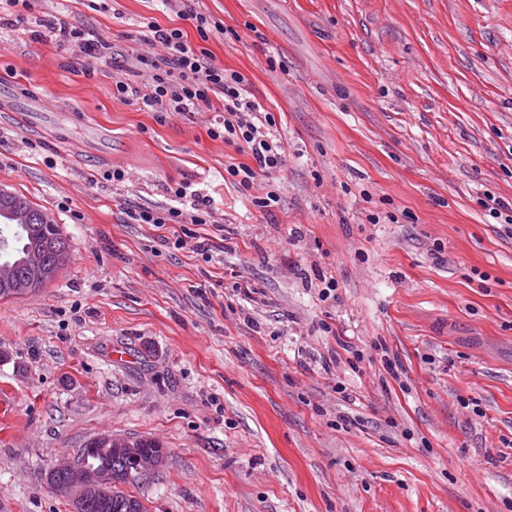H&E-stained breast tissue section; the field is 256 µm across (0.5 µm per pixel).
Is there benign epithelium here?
I'll list each match as a JSON object with an SVG mask.
<instances>
[{
	"instance_id": "benign-epithelium-1",
	"label": "benign epithelium",
	"mask_w": 512,
	"mask_h": 512,
	"mask_svg": "<svg viewBox=\"0 0 512 512\" xmlns=\"http://www.w3.org/2000/svg\"><path fill=\"white\" fill-rule=\"evenodd\" d=\"M0 212L7 214L14 224L29 226L52 224L54 219L45 210L34 211L26 206L14 193L0 188ZM68 262V249L55 246L51 249L39 239H32L20 263L3 261L0 263V289L11 296H27L45 287L56 279ZM158 468L153 458H136L135 477L143 480L150 477ZM67 470L74 474V480L65 487L50 484L53 492L66 497L72 512H84L87 499H106L112 496L110 475L95 466L89 455L74 456L51 467V471Z\"/></svg>"
}]
</instances>
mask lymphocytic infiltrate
<instances>
[{
  "instance_id": "f902f5d3",
  "label": "lymphocytic infiltrate",
  "mask_w": 512,
  "mask_h": 512,
  "mask_svg": "<svg viewBox=\"0 0 512 512\" xmlns=\"http://www.w3.org/2000/svg\"><path fill=\"white\" fill-rule=\"evenodd\" d=\"M146 44L150 53H136L133 80H116L112 95L122 101H136L152 112L221 111L222 117L208 134L237 152L251 156V163H231L224 171L230 183L247 190L258 178L273 179L283 170L288 144L279 133L274 116L253 98L248 79L240 72L224 69L205 48L192 47L182 27H161L148 23ZM54 34L58 44L71 45L88 61L85 75L94 65L124 58L122 47L95 30L60 22ZM173 199L166 207L135 206L126 215L137 224H207L214 214L211 197L190 191L187 184L169 187Z\"/></svg>"
}]
</instances>
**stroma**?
Returning <instances> with one entry per match:
<instances>
[{"label":"stroma","instance_id":"35a3bbf8","mask_svg":"<svg viewBox=\"0 0 512 512\" xmlns=\"http://www.w3.org/2000/svg\"><path fill=\"white\" fill-rule=\"evenodd\" d=\"M99 2L0 27V186L70 244L0 298V512H71L46 474L104 434L165 448L127 488L148 512H512V231L484 207L512 205V0H192L226 28L206 42L161 0ZM62 20L136 50L179 25L245 75L288 141L273 216L265 181L224 182L215 113L116 100ZM183 181L214 223L128 220Z\"/></svg>","mask_w":512,"mask_h":512}]
</instances>
